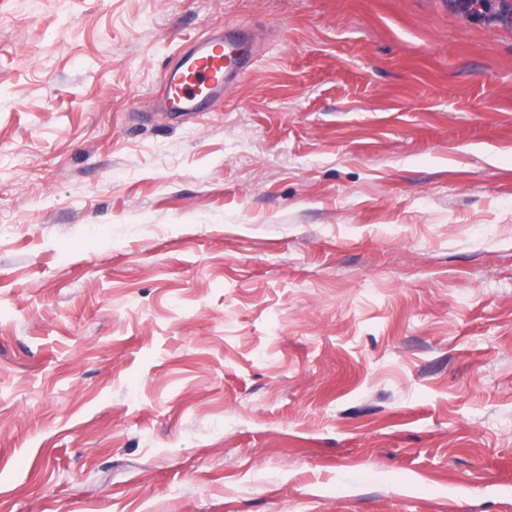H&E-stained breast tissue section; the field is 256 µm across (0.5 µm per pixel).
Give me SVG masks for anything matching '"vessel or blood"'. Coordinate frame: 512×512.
<instances>
[{
	"mask_svg": "<svg viewBox=\"0 0 512 512\" xmlns=\"http://www.w3.org/2000/svg\"><path fill=\"white\" fill-rule=\"evenodd\" d=\"M242 33L225 32L196 42L167 72L162 105L169 112H203L241 81L251 61L240 50Z\"/></svg>",
	"mask_w": 512,
	"mask_h": 512,
	"instance_id": "obj_1",
	"label": "vessel or blood"
}]
</instances>
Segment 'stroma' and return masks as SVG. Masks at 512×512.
Listing matches in <instances>:
<instances>
[{
    "mask_svg": "<svg viewBox=\"0 0 512 512\" xmlns=\"http://www.w3.org/2000/svg\"><path fill=\"white\" fill-rule=\"evenodd\" d=\"M0 512H512L500 0H0ZM245 35L224 29L185 51L167 72L161 97L167 112H206L241 81L251 59L240 51Z\"/></svg>",
    "mask_w": 512,
    "mask_h": 512,
    "instance_id": "35a3bbf8",
    "label": "stroma"
}]
</instances>
